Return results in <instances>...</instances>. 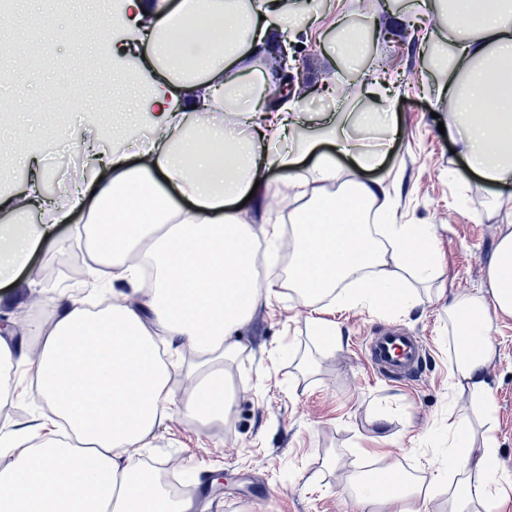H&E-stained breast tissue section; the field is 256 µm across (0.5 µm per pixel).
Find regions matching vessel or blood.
<instances>
[{
	"label": "vessel or blood",
	"mask_w": 512,
	"mask_h": 512,
	"mask_svg": "<svg viewBox=\"0 0 512 512\" xmlns=\"http://www.w3.org/2000/svg\"><path fill=\"white\" fill-rule=\"evenodd\" d=\"M367 358L381 375L395 382L414 379L426 356L420 337L382 331L368 339Z\"/></svg>",
	"instance_id": "vessel-or-blood-1"
}]
</instances>
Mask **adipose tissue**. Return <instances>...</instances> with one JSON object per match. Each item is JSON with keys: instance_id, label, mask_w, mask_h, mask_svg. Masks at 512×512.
Returning a JSON list of instances; mask_svg holds the SVG:
<instances>
[{"instance_id": "ef3b65f1", "label": "adipose tissue", "mask_w": 512, "mask_h": 512, "mask_svg": "<svg viewBox=\"0 0 512 512\" xmlns=\"http://www.w3.org/2000/svg\"><path fill=\"white\" fill-rule=\"evenodd\" d=\"M450 10L462 33L449 41L448 80L433 91L465 123L449 126L448 135L460 137L479 180H512V0H450ZM268 13L269 0H184L175 9L166 0H116L106 16L113 70H125L131 42L153 46L155 74L131 114L156 133L147 161L133 165L124 151H113L100 161L105 175L77 189L66 205L45 206L42 224L23 231L0 225V279L78 211L84 221L77 234L93 261L126 282L136 280L138 261H150L153 293L144 305L113 297L95 314L83 298H67L34 357L0 336V395L16 391L26 375L51 410L35 441L0 468V512H154L160 502L164 512H185V502L143 471L139 450L173 413L210 423L232 411L235 391L225 365L236 358L234 336L262 298L255 232L235 205L268 171L286 173L294 202L288 286L326 344L335 345L337 332L320 316L322 299L402 311L413 304L402 286L405 272L428 282L441 270L429 227L397 223L381 185L360 177L383 164L385 142L365 146L331 126L324 136L335 153H316L312 141L279 148L299 109L260 111L271 75L248 79L234 70L241 55L262 46ZM218 56L222 83L191 103L184 73L213 75ZM228 89L237 123L249 135L231 137L223 126L190 116L223 109ZM311 153L317 160L308 170L302 160ZM340 153L354 161L346 181L336 166ZM329 184L334 192H326ZM495 315L512 317V231L497 242L484 290L453 295L448 331L466 345L490 335ZM160 331L192 350L198 364L185 371L163 360L155 342ZM490 358L486 348L456 358L451 368L458 393L479 396L488 414ZM178 377L184 394L177 402L171 382ZM448 469L454 474L448 512H479L506 481L495 438L475 432L461 402L448 411ZM341 485L354 492L362 512H421L424 488L412 480L380 492L348 473Z\"/></svg>"}]
</instances>
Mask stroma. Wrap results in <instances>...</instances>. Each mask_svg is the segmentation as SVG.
<instances>
[{"instance_id": "1", "label": "stroma", "mask_w": 512, "mask_h": 512, "mask_svg": "<svg viewBox=\"0 0 512 512\" xmlns=\"http://www.w3.org/2000/svg\"><path fill=\"white\" fill-rule=\"evenodd\" d=\"M113 0H79L59 6L55 0H11L7 22L0 23V70L10 71L25 96L46 84L63 98L57 109L32 113L20 108L13 123L0 124V138L17 141L22 154L41 157L38 171L14 159L0 193L20 196L30 184L60 190L82 184L84 170L71 167L72 156L87 146L111 151L125 123L127 98L135 84L115 87L106 72L103 44L84 37L86 21L112 10ZM413 25L414 40L399 44L380 38L378 29ZM41 27L40 42L26 36ZM448 21L417 19L408 0H325L317 20L294 40L299 51L298 81L316 86L331 73L334 95L301 100L298 134L318 136L325 119L349 113L345 130L361 139L384 137L377 95L369 81L379 60L389 64V103L397 135L384 165L371 172L402 222L433 226L444 259L438 277L428 284L409 281L414 304L396 314L349 309L329 303L324 319L339 333L336 348L312 335L308 312L290 298L287 283L262 297L236 336L240 351L230 367L238 387L229 418L207 427L175 414L149 436L139 459L158 476L189 474L203 489L194 512H359L343 493L340 472H358L383 455L400 468L425 478L427 512H448V408L452 402L450 371L454 345L448 333V301L461 290L474 291L486 281L497 241L512 214L491 208L490 198L512 195L508 184H480L467 175L462 153L438 129L455 123L448 102L421 91L415 77L438 80L426 44L430 30ZM365 30L369 40L357 57L344 55L346 31ZM283 176L267 175L268 190L258 202L240 208L244 223L261 230L269 219H286L288 202L280 192ZM80 215L59 225L51 241L33 254L13 283L0 287V316L23 325L18 344L30 347L40 323L60 298L88 291L106 274L85 266L83 283L69 284L64 268L77 254L75 227ZM51 272L55 284L34 278L32 268ZM398 326L422 337L427 359L421 374L400 385L375 373L364 356V342L379 330ZM493 352L489 364L492 434L499 446V468L512 475V318L492 321ZM49 410L36 391L23 385L0 409V439L23 441L38 432ZM224 473L216 483L214 473Z\"/></svg>"}]
</instances>
